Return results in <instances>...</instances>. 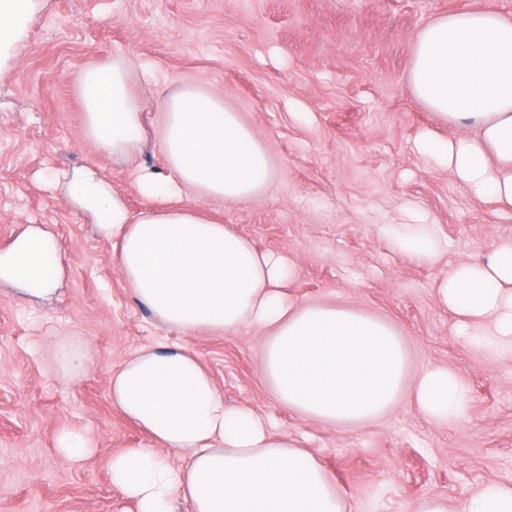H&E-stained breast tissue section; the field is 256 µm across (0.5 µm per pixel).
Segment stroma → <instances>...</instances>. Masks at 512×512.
<instances>
[{
    "instance_id": "35a3bbf8",
    "label": "stroma",
    "mask_w": 512,
    "mask_h": 512,
    "mask_svg": "<svg viewBox=\"0 0 512 512\" xmlns=\"http://www.w3.org/2000/svg\"><path fill=\"white\" fill-rule=\"evenodd\" d=\"M475 7L512 18V0H30L0 38V248L20 225L44 224L71 270L60 295L41 304L0 284V512H132L111 486L108 462L153 442L113 409L109 381L131 353L160 343L190 348L226 403L251 407L276 435L298 440L351 512H411L433 495L457 512L466 492L512 481V359L473 349L436 292L448 267L486 260L512 238V210L473 199L418 152L424 135L452 139L458 130L407 82L418 32ZM118 55L155 70L151 86L132 81L147 130L140 165L166 169L165 98L187 85L219 93L269 149L274 174L253 199L191 192L185 204L288 258L290 300L391 323L405 338L410 374L455 370L469 388L464 418L431 422L408 390L371 423L306 420L262 380L261 332L183 335L131 298L111 244L41 178L92 165L132 212L142 210L131 169L86 141L77 91L86 66ZM412 211L448 243L435 260L397 252L381 231L408 223ZM73 342L89 362L67 380L59 351ZM65 427L95 443L76 466L56 447Z\"/></svg>"
}]
</instances>
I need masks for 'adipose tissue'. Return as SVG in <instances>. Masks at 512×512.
<instances>
[{"label": "adipose tissue", "mask_w": 512, "mask_h": 512, "mask_svg": "<svg viewBox=\"0 0 512 512\" xmlns=\"http://www.w3.org/2000/svg\"><path fill=\"white\" fill-rule=\"evenodd\" d=\"M117 56L79 77L85 138L101 153L135 162L145 143L143 112ZM415 97L461 136L421 143L471 194L512 210V19L480 9L441 16L418 33L407 75ZM160 142L169 171L135 170L146 201L131 212L92 166L47 174L111 243L133 300L185 335L263 331L260 374L289 410L325 425L372 421L412 387L432 422L461 419L468 388L450 368L409 377L404 339L389 323L328 303L298 304L283 291L287 259L259 251L230 225L184 206V190L236 203L273 174L271 155L221 95L187 87L163 104ZM399 252L431 260L442 244L425 224H394ZM68 266L57 236L19 227L0 249V281L35 303L58 295ZM439 304L470 332L474 348L512 359V239L485 263L459 262L437 290ZM109 396L162 457L126 448L109 462L112 487L135 512H347L322 464L297 441L276 436L249 407L223 392L185 349L137 350L113 370ZM463 512H512V482L490 481L465 496Z\"/></svg>", "instance_id": "obj_1"}]
</instances>
